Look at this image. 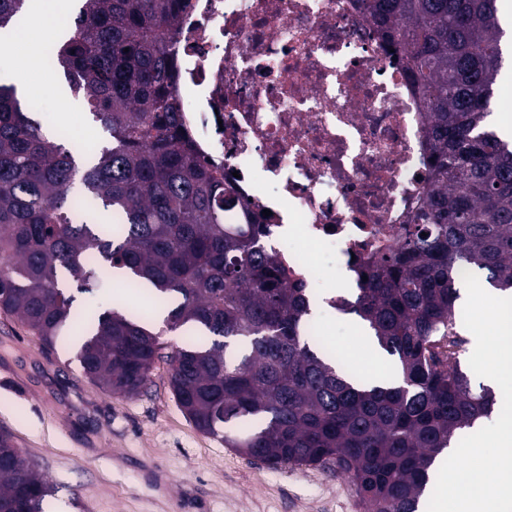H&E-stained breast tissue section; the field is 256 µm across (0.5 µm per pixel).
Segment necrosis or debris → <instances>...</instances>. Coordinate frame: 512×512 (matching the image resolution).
<instances>
[{
    "label": "necrosis or debris",
    "mask_w": 512,
    "mask_h": 512,
    "mask_svg": "<svg viewBox=\"0 0 512 512\" xmlns=\"http://www.w3.org/2000/svg\"><path fill=\"white\" fill-rule=\"evenodd\" d=\"M189 2L174 93L198 157L236 174L309 293L356 284L428 200L417 81L361 0Z\"/></svg>",
    "instance_id": "necrosis-or-debris-1"
}]
</instances>
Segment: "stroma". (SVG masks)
<instances>
[{
    "label": "stroma",
    "mask_w": 512,
    "mask_h": 512,
    "mask_svg": "<svg viewBox=\"0 0 512 512\" xmlns=\"http://www.w3.org/2000/svg\"><path fill=\"white\" fill-rule=\"evenodd\" d=\"M51 21L26 16L0 76L24 70L23 103L47 131L66 126L87 155L109 141L82 98L62 78L39 69L30 42L59 44L78 13L58 0ZM324 339L361 373L393 379V357L376 349L358 318L311 301ZM57 490L45 512H364L351 482L315 469L272 468L198 431L176 403L168 366L157 362L149 386L127 398L89 382L75 352L43 346L17 319L0 312V432Z\"/></svg>",
    "instance_id": "35a3bbf8"
}]
</instances>
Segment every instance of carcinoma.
I'll return each mask as SVG.
<instances>
[{"label": "carcinoma", "mask_w": 512, "mask_h": 512, "mask_svg": "<svg viewBox=\"0 0 512 512\" xmlns=\"http://www.w3.org/2000/svg\"><path fill=\"white\" fill-rule=\"evenodd\" d=\"M497 2L366 0L428 100L434 188L423 223L332 305L397 359L399 383L365 385L307 333V290L259 246L264 225L234 184L194 152L171 87L186 0H82L53 55L111 138L84 164L0 83V311L48 347L77 344L84 376L113 394H140L164 361L199 431L272 467L344 476L366 512H417L455 432L494 405L460 365V271L512 297V141L491 120L512 29ZM27 9L0 0L1 37ZM77 183L113 223L89 222ZM235 207L246 227L231 231ZM112 270L170 330L187 328L185 346L169 351L148 318L96 303ZM55 492L1 432L0 512H45Z\"/></svg>", "instance_id": "obj_1"}]
</instances>
